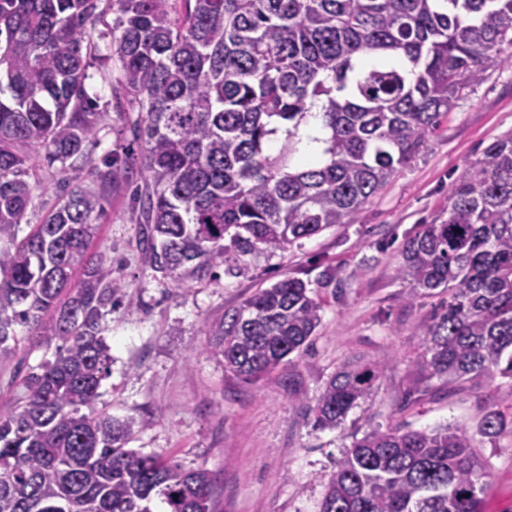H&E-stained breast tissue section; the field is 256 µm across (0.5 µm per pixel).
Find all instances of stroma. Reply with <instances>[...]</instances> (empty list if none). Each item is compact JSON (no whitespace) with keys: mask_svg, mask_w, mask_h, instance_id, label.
I'll list each match as a JSON object with an SVG mask.
<instances>
[{"mask_svg":"<svg viewBox=\"0 0 512 512\" xmlns=\"http://www.w3.org/2000/svg\"><path fill=\"white\" fill-rule=\"evenodd\" d=\"M512 133V67L466 90L425 149L365 205L358 223L338 224L288 250L246 256L212 281L180 288L147 264L138 246L131 189L116 188L93 229L90 254L103 255L122 290L106 318L111 374L99 410L133 417L132 449L215 476L213 512H319L327 479L371 427L477 426L489 404H512V380L493 393L472 384L424 380L414 360L434 299L405 307L399 279L403 243L448 207V187L497 138ZM127 120L112 112L87 151L94 163L122 154ZM329 275L321 284V275ZM308 280L322 303L309 352L247 383L207 351L204 322L257 289L288 277ZM55 342L26 339L0 359V403L18 401L30 369L55 356ZM346 363L381 371L365 409L333 430L313 429L306 408ZM473 442L487 474V512H512V430Z\"/></svg>","mask_w":512,"mask_h":512,"instance_id":"stroma-1","label":"stroma"}]
</instances>
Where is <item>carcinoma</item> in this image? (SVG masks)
Wrapping results in <instances>:
<instances>
[{
  "label": "carcinoma",
  "instance_id": "carcinoma-1",
  "mask_svg": "<svg viewBox=\"0 0 512 512\" xmlns=\"http://www.w3.org/2000/svg\"><path fill=\"white\" fill-rule=\"evenodd\" d=\"M104 9H99L100 3ZM0 0V358L35 333L61 342L0 406V512H213L212 473L130 449L133 417L94 409L111 370L103 333L121 300L88 255L92 226L120 183L139 244L184 288L232 257L282 251L364 205L423 151L462 92L512 66V0ZM112 12V23L104 21ZM115 107L129 106L140 151L92 164L110 117L86 88L94 39ZM321 106L323 144L302 156ZM86 175L30 225L35 166ZM398 268L439 302L415 365L426 379H512V134L448 187L438 215L404 244ZM83 265L78 287L75 266ZM310 282L286 277L203 325L207 351L246 382L307 352L321 323ZM378 374L344 365L313 406L332 430ZM507 422L488 409L478 432ZM485 473L465 424L376 426L328 479L320 512H485Z\"/></svg>",
  "mask_w": 512,
  "mask_h": 512
}]
</instances>
